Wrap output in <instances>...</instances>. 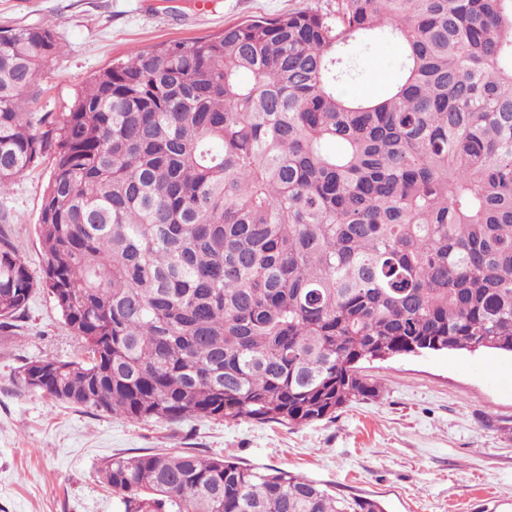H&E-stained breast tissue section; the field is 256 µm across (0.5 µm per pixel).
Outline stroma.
<instances>
[{"label":"stroma","instance_id":"35a3bbf8","mask_svg":"<svg viewBox=\"0 0 512 512\" xmlns=\"http://www.w3.org/2000/svg\"><path fill=\"white\" fill-rule=\"evenodd\" d=\"M318 0H0V28L47 26L62 44L33 103L63 112L90 76L131 50L219 33L251 16L273 18ZM401 50L355 49L350 97L381 96L400 75ZM51 157L0 197V225L34 278ZM80 342L53 299L36 288L11 328L0 330V512H121L98 478L113 455L164 449L221 455L254 468L303 474L340 495L381 501L385 512H512V357L486 350L424 353L366 363L379 384L335 418L302 426L131 421L52 400L24 387L27 362L78 357Z\"/></svg>","mask_w":512,"mask_h":512}]
</instances>
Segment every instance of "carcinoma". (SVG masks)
<instances>
[{"mask_svg":"<svg viewBox=\"0 0 512 512\" xmlns=\"http://www.w3.org/2000/svg\"><path fill=\"white\" fill-rule=\"evenodd\" d=\"M401 73L355 99L351 49ZM52 28H0V196L47 154L42 283L81 341L23 385L132 421L292 426L377 396L362 364L512 354V0H335L135 49L32 109ZM35 282L0 226V329ZM122 512H384L194 453L99 470Z\"/></svg>","mask_w":512,"mask_h":512,"instance_id":"1","label":"carcinoma"}]
</instances>
